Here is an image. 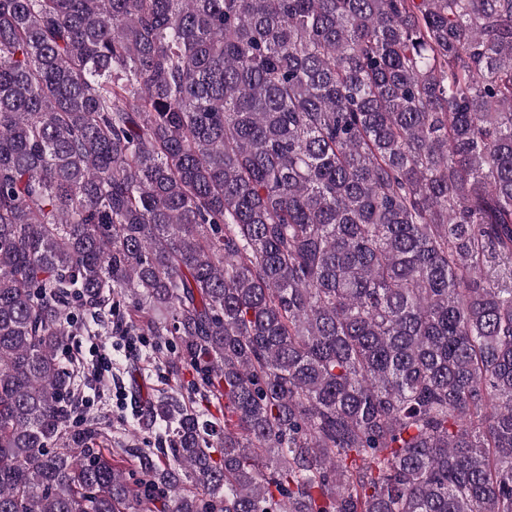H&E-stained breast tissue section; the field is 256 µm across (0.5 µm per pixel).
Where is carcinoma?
<instances>
[{
  "label": "carcinoma",
  "mask_w": 512,
  "mask_h": 512,
  "mask_svg": "<svg viewBox=\"0 0 512 512\" xmlns=\"http://www.w3.org/2000/svg\"><path fill=\"white\" fill-rule=\"evenodd\" d=\"M0 512H512V0H0ZM107 318L109 324L102 330V336H93L81 329L72 336L67 346L68 358L80 370L75 378V393L86 397L76 410L75 421L79 423L85 418H93L104 431H112V448H116L113 437H123L124 442L134 439L142 448H156V432L142 425L141 417L148 401L159 391L179 384L178 378L174 379L164 368H157V359L150 345L151 336H144L148 341L147 346L142 336H120L126 351L134 355L142 351L139 356H126L122 344L117 340L118 336L112 337V315ZM142 347L145 348L142 350ZM103 354L111 359L112 368L105 373L102 381L95 377L85 380L87 368L90 371L91 366H96ZM134 374L142 378L144 391L135 385ZM77 384H80L78 391ZM117 391L125 397L122 413L116 407Z\"/></svg>",
  "instance_id": "obj_1"
}]
</instances>
